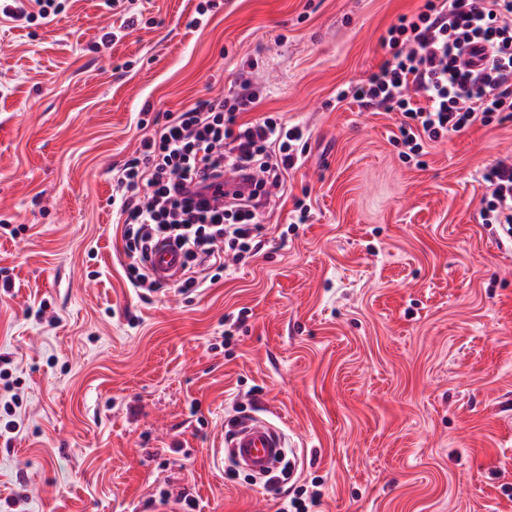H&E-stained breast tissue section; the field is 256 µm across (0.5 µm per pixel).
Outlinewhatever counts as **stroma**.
I'll list each match as a JSON object with an SVG mask.
<instances>
[{"label": "stroma", "mask_w": 512, "mask_h": 512, "mask_svg": "<svg viewBox=\"0 0 512 512\" xmlns=\"http://www.w3.org/2000/svg\"><path fill=\"white\" fill-rule=\"evenodd\" d=\"M199 2L0 15V512H137L164 491L202 512L302 491L309 512H512V248L480 217L512 118L415 165L394 113L337 101L423 0H221L195 26ZM246 84L247 118L310 132L260 251L201 292L131 287L117 169L167 113ZM245 414L286 436L277 485L219 458Z\"/></svg>", "instance_id": "35a3bbf8"}]
</instances>
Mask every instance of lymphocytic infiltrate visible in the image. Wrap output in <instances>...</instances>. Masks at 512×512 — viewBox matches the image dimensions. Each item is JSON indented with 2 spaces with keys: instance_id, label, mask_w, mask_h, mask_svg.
Instances as JSON below:
<instances>
[{
  "instance_id": "1",
  "label": "lymphocytic infiltrate",
  "mask_w": 512,
  "mask_h": 512,
  "mask_svg": "<svg viewBox=\"0 0 512 512\" xmlns=\"http://www.w3.org/2000/svg\"><path fill=\"white\" fill-rule=\"evenodd\" d=\"M382 44L391 60L338 97L398 113L394 142L404 162L418 161L427 144L512 115V0H425L398 17ZM256 102L239 92L168 113L120 169L114 197L133 287L148 279L140 266L154 238L210 269L256 255L264 208L285 174L305 163L302 126L267 115L241 121ZM483 180L491 189L483 221L511 239L512 156L497 159Z\"/></svg>"
}]
</instances>
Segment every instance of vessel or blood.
<instances>
[{"instance_id":"obj_1","label":"vessel or blood","mask_w":512,"mask_h":512,"mask_svg":"<svg viewBox=\"0 0 512 512\" xmlns=\"http://www.w3.org/2000/svg\"><path fill=\"white\" fill-rule=\"evenodd\" d=\"M149 270L158 278L178 277L182 266L180 251L166 242H158L149 252ZM227 455L256 476L265 475L283 453L281 429L268 420L245 417L237 421L224 438Z\"/></svg>"}]
</instances>
